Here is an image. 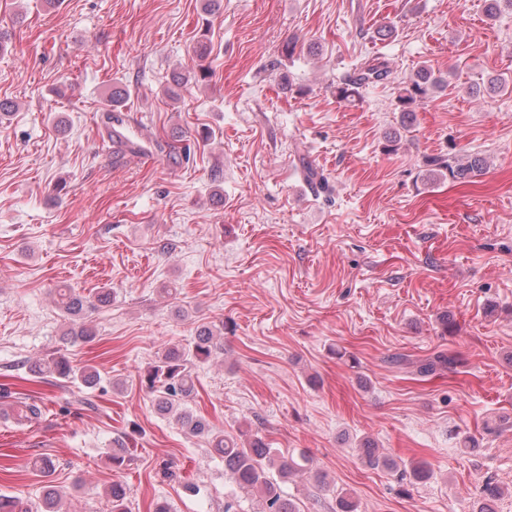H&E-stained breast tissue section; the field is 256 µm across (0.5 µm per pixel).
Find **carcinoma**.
Masks as SVG:
<instances>
[{
    "label": "carcinoma",
    "instance_id": "carcinoma-1",
    "mask_svg": "<svg viewBox=\"0 0 512 512\" xmlns=\"http://www.w3.org/2000/svg\"><path fill=\"white\" fill-rule=\"evenodd\" d=\"M390 75L391 70L386 62L378 57L367 59L355 68L351 79L336 85V98L348 101L359 94V89L371 84H383L389 80ZM206 76L207 72L196 73L189 67L176 69L169 74L164 93L175 99L189 81L198 82ZM446 86L448 81L444 77L435 74L425 65L419 66L397 96L399 111L410 114L417 102ZM426 164L433 173L448 174L451 181H469L482 175L485 169L483 159L475 156L462 162L453 153L431 156ZM96 301L100 306L110 304L112 291L101 289ZM56 305L68 324L66 335L70 342L89 343L96 338L95 330L86 322L88 312L95 309V305L66 286L56 290ZM219 348L221 343L217 341L213 330L201 326L197 328L191 345L180 347L168 344L162 347L154 363L141 375V383L152 395V404L157 413L172 420L184 434L208 439L215 458L224 461V470L230 473L237 488L258 499V512H298L294 502L283 495L280 484L293 476L309 472L305 454H300L297 460L282 456L269 447L261 436L247 431L227 438L223 432L213 430L208 421L190 407L196 394V378L192 367L209 361ZM451 365L452 358L437 354L415 364L414 372L420 377H427L448 370ZM33 370L43 377L77 384L86 389H93L101 383L100 374L94 366L74 365L59 351L40 359L34 364ZM41 415L40 406L24 401L15 409L14 420L24 425ZM361 458L373 469L395 471L398 468L394 460L381 454L369 441L364 442L361 448ZM109 495L112 505L110 512H131L130 492L125 486L112 484ZM60 500L59 490L47 482L42 486L39 500L33 505L0 493V512H60Z\"/></svg>",
    "mask_w": 512,
    "mask_h": 512
}]
</instances>
